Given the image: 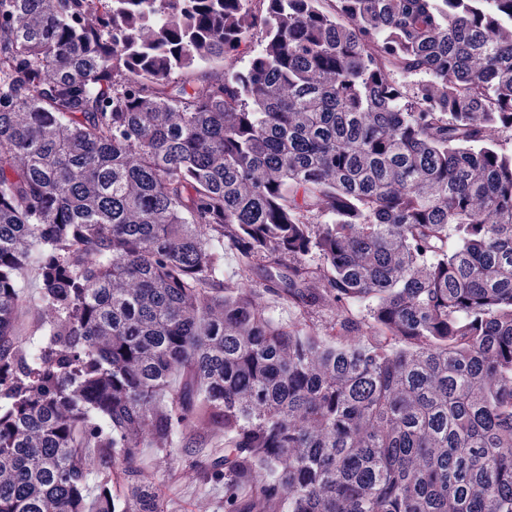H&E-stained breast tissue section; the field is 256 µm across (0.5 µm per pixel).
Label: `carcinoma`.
Returning a JSON list of instances; mask_svg holds the SVG:
<instances>
[{
	"instance_id": "cac0c4a2",
	"label": "carcinoma",
	"mask_w": 512,
	"mask_h": 512,
	"mask_svg": "<svg viewBox=\"0 0 512 512\" xmlns=\"http://www.w3.org/2000/svg\"><path fill=\"white\" fill-rule=\"evenodd\" d=\"M494 129L512 0H0V512H163L140 449L200 427L224 512H512ZM244 271L240 269L236 262L235 255L229 249H224V277L238 280L245 284L247 288H261V281L254 272H244L245 279H242L241 274ZM17 289L19 303L16 326L20 336H24L20 342V350L26 357H31L34 354L32 347L34 335L40 336L35 340V345L45 338V336H42L41 330L34 334L36 323L42 322L39 317L42 309L40 277L36 267L28 266L20 272L17 279ZM270 306L276 319L283 324H299L309 333L318 336L330 333L335 318L334 312L328 307L299 311L286 299L274 300Z\"/></svg>"
}]
</instances>
